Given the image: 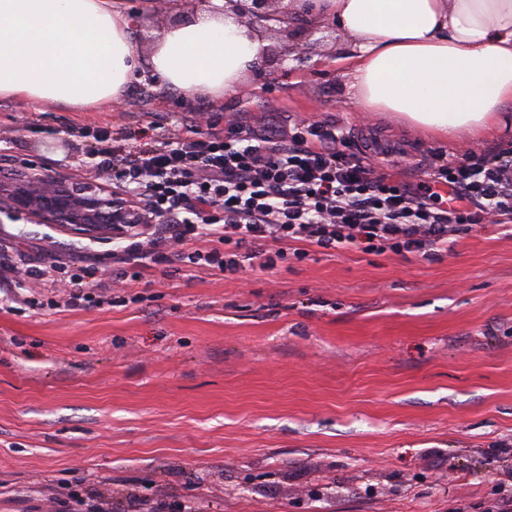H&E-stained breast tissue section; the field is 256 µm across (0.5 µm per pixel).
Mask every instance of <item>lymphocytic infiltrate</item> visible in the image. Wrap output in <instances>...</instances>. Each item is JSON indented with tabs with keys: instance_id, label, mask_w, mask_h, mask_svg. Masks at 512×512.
<instances>
[{
	"instance_id": "lymphocytic-infiltrate-1",
	"label": "lymphocytic infiltrate",
	"mask_w": 512,
	"mask_h": 512,
	"mask_svg": "<svg viewBox=\"0 0 512 512\" xmlns=\"http://www.w3.org/2000/svg\"><path fill=\"white\" fill-rule=\"evenodd\" d=\"M90 136L97 169L112 173L115 190L147 218L112 236L113 270L129 281L173 261L234 275L319 249L425 254L447 248L462 227L512 223V150L436 159L428 177L411 184L349 152L351 135L333 120L260 133L241 122L230 136L190 128L136 150L104 127ZM57 272L68 292L51 309L107 304L91 263L57 259L23 269L0 257L7 288Z\"/></svg>"
}]
</instances>
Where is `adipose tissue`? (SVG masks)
<instances>
[{
	"label": "adipose tissue",
	"mask_w": 512,
	"mask_h": 512,
	"mask_svg": "<svg viewBox=\"0 0 512 512\" xmlns=\"http://www.w3.org/2000/svg\"><path fill=\"white\" fill-rule=\"evenodd\" d=\"M214 11L166 30L136 53L113 0H0V98L94 108L122 97L143 70L173 90L222 101L258 60L250 27ZM349 37L359 112H389L448 140L512 110V0H316L307 23Z\"/></svg>",
	"instance_id": "ef3b65f1"
}]
</instances>
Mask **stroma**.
Here are the masks:
<instances>
[{
    "mask_svg": "<svg viewBox=\"0 0 512 512\" xmlns=\"http://www.w3.org/2000/svg\"><path fill=\"white\" fill-rule=\"evenodd\" d=\"M161 37L199 0H119ZM344 33L271 61L212 103L135 82L88 111L0 99V154L75 179L96 172L86 128L138 148L186 127L230 131L331 118L372 162L418 181L452 143L350 105ZM21 264L86 257L112 287V245L0 215ZM136 302L16 311L0 292V512H77L78 499L157 490L200 512H488L512 496V223L475 226L431 255L316 252L235 278L157 266Z\"/></svg>",
    "mask_w": 512,
    "mask_h": 512,
    "instance_id": "1",
    "label": "stroma"
}]
</instances>
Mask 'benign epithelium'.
Masks as SVG:
<instances>
[{
	"label": "benign epithelium",
	"instance_id": "1",
	"mask_svg": "<svg viewBox=\"0 0 512 512\" xmlns=\"http://www.w3.org/2000/svg\"><path fill=\"white\" fill-rule=\"evenodd\" d=\"M276 0H225L224 14L259 28L260 36L294 37V17L272 8ZM0 214L24 216L35 224H52L96 241L112 238L114 224H141L142 214L117 201L112 187L72 181L37 163L21 166L0 161Z\"/></svg>",
	"mask_w": 512,
	"mask_h": 512
}]
</instances>
